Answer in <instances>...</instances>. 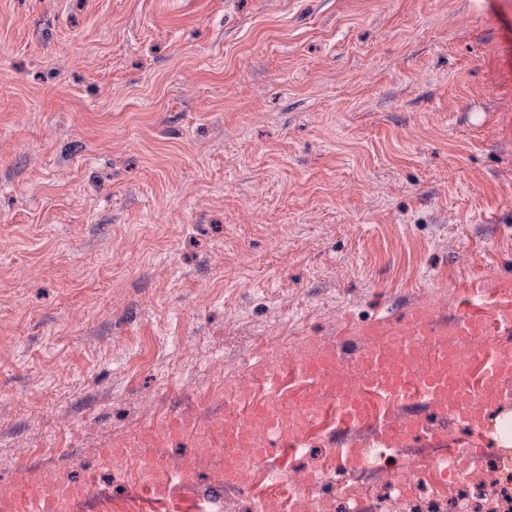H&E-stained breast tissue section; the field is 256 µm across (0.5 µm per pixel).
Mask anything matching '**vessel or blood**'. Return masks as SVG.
<instances>
[{
    "instance_id": "obj_1",
    "label": "vessel or blood",
    "mask_w": 512,
    "mask_h": 512,
    "mask_svg": "<svg viewBox=\"0 0 512 512\" xmlns=\"http://www.w3.org/2000/svg\"><path fill=\"white\" fill-rule=\"evenodd\" d=\"M492 328L503 335L512 332L511 307L500 309L492 327L474 312L443 320L417 308L395 329L372 324L353 352L336 343L313 346L302 356L263 359L239 386L224 392L220 436L214 441L223 450V474L241 471L239 444L260 459L296 454L326 411L348 430L365 420L375 402L382 414L368 441L354 440L336 451L345 469H356L365 448L396 450L409 433L423 429V420L412 413L416 407L439 416L442 426L434 434L446 438L449 426L468 419L474 408L489 406L491 397L512 395L503 364L512 360V349L472 344ZM146 465L167 470L171 485L183 486L182 464L153 454ZM12 494L25 512H47L48 486L20 481Z\"/></svg>"
}]
</instances>
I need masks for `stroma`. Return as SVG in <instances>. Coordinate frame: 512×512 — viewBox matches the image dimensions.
<instances>
[{
    "mask_svg": "<svg viewBox=\"0 0 512 512\" xmlns=\"http://www.w3.org/2000/svg\"><path fill=\"white\" fill-rule=\"evenodd\" d=\"M512 298V0H0V484L32 470L133 512L101 449L220 416L265 354ZM408 436L391 459L470 448ZM336 426L285 471L334 512H449L340 470ZM199 462L143 512H254Z\"/></svg>",
    "mask_w": 512,
    "mask_h": 512,
    "instance_id": "obj_1",
    "label": "stroma"
}]
</instances>
